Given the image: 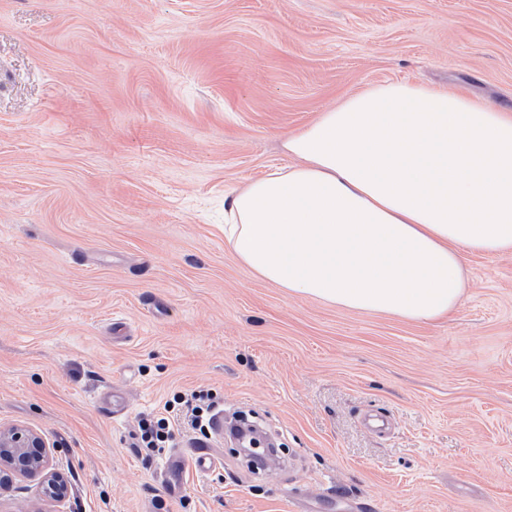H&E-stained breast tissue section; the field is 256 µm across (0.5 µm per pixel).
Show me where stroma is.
I'll return each instance as SVG.
<instances>
[{
	"label": "stroma",
	"mask_w": 512,
	"mask_h": 512,
	"mask_svg": "<svg viewBox=\"0 0 512 512\" xmlns=\"http://www.w3.org/2000/svg\"><path fill=\"white\" fill-rule=\"evenodd\" d=\"M387 81L512 108V0H0V427L68 484L16 478L0 512H512V252L465 254L456 308L414 322L288 294L224 241L288 133ZM198 389L261 415L264 478L228 437L176 493L135 454Z\"/></svg>",
	"instance_id": "obj_1"
}]
</instances>
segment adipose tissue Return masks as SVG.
I'll use <instances>...</instances> for the list:
<instances>
[{"label":"adipose tissue","instance_id":"ef3b65f1","mask_svg":"<svg viewBox=\"0 0 512 512\" xmlns=\"http://www.w3.org/2000/svg\"><path fill=\"white\" fill-rule=\"evenodd\" d=\"M225 201L224 240L288 294L417 322L447 316L463 253L512 252V109L386 82L346 96Z\"/></svg>","mask_w":512,"mask_h":512}]
</instances>
